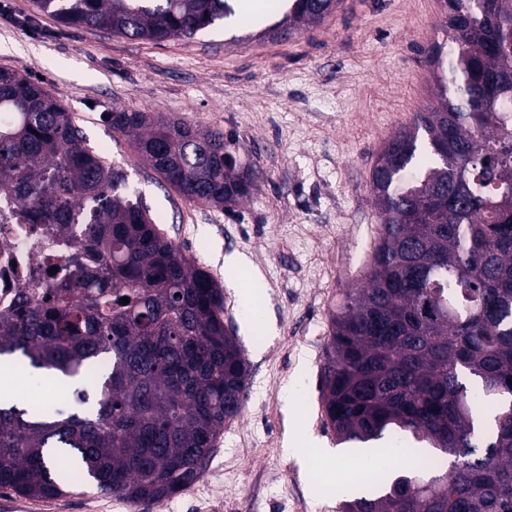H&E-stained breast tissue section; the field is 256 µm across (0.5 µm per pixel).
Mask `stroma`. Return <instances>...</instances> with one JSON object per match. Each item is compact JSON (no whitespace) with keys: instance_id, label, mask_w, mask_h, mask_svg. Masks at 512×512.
<instances>
[{"instance_id":"stroma-1","label":"stroma","mask_w":512,"mask_h":512,"mask_svg":"<svg viewBox=\"0 0 512 512\" xmlns=\"http://www.w3.org/2000/svg\"><path fill=\"white\" fill-rule=\"evenodd\" d=\"M441 0H343L287 40L216 23L161 42L66 27L32 0H0V68L42 77L88 145L128 174L156 224L211 273L224 323L237 331L249 380L202 477L150 512H340L336 489L362 463L331 464L321 374L329 313L361 287L380 232L370 192L384 143L437 107L426 60ZM114 109L151 112L237 141L257 187L237 207L192 202L104 122ZM246 256L252 272L224 259ZM29 512H138L87 482L32 500Z\"/></svg>"}]
</instances>
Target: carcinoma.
Listing matches in <instances>:
<instances>
[{
	"instance_id": "obj_1",
	"label": "carcinoma",
	"mask_w": 512,
	"mask_h": 512,
	"mask_svg": "<svg viewBox=\"0 0 512 512\" xmlns=\"http://www.w3.org/2000/svg\"><path fill=\"white\" fill-rule=\"evenodd\" d=\"M33 2L67 27L156 42L234 15L229 0ZM340 3L294 0L269 31L316 24ZM445 4L428 55L440 103L395 132L372 170L381 229L366 285L330 314L322 386L338 442L379 441L399 463L413 443L436 453L341 512H512V0ZM2 112L0 195L71 245L73 272L0 314V359L72 383L76 405L0 396V489L49 498L90 480L157 504L200 479L241 414L245 351L214 277L161 233L57 98L0 69ZM104 121L189 200L229 207L255 189L222 130L126 109Z\"/></svg>"
}]
</instances>
